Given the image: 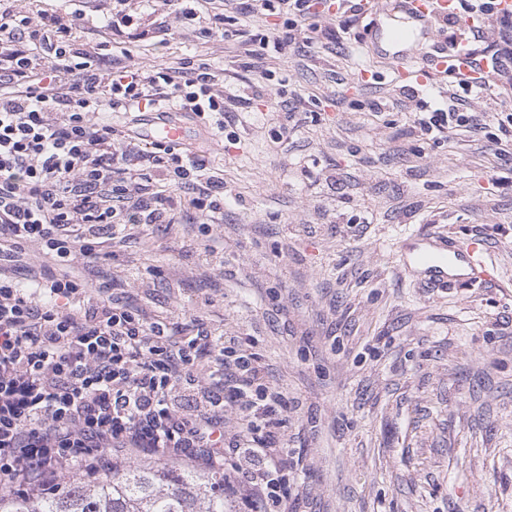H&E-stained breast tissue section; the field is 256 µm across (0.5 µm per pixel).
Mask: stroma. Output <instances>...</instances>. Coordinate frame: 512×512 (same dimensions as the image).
Here are the masks:
<instances>
[{
  "label": "stroma",
  "instance_id": "obj_1",
  "mask_svg": "<svg viewBox=\"0 0 512 512\" xmlns=\"http://www.w3.org/2000/svg\"><path fill=\"white\" fill-rule=\"evenodd\" d=\"M328 0L306 21L253 0H12L21 16L81 15L75 46L119 64H210L223 134L191 122L192 149L224 181L204 222L188 199L130 224L76 271L183 335L203 328L254 355L286 404L281 512H512V80L466 90L451 72L394 81L358 23ZM131 27L115 28L116 12ZM269 45L245 56L254 36ZM483 112L485 128L412 133L416 113ZM466 253L481 240L497 281L426 284L402 254L417 234Z\"/></svg>",
  "mask_w": 512,
  "mask_h": 512
}]
</instances>
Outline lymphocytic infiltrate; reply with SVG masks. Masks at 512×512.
I'll return each mask as SVG.
<instances>
[{
    "label": "lymphocytic infiltrate",
    "mask_w": 512,
    "mask_h": 512,
    "mask_svg": "<svg viewBox=\"0 0 512 512\" xmlns=\"http://www.w3.org/2000/svg\"><path fill=\"white\" fill-rule=\"evenodd\" d=\"M77 19L17 17L0 9V492L50 488L74 469L149 451L226 471L250 512H276L288 466L274 428L282 392L253 356L206 330L174 339L168 327L92 298L74 262L102 258L100 235L149 224L172 194L146 193L143 172L165 173L192 205L219 211L204 161L177 145L118 136L114 112H191L224 130V96L201 65L163 71L108 66L74 51ZM42 261L13 277L28 246ZM241 435L224 443V392ZM193 397L195 409L182 402Z\"/></svg>",
    "instance_id": "1"
}]
</instances>
